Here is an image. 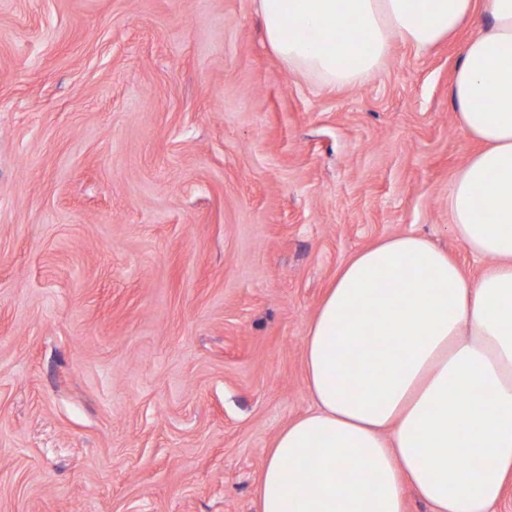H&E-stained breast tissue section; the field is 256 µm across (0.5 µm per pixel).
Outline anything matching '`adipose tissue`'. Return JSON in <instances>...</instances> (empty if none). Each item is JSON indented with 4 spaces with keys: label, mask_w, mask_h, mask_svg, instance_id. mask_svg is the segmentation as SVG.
<instances>
[{
    "label": "adipose tissue",
    "mask_w": 512,
    "mask_h": 512,
    "mask_svg": "<svg viewBox=\"0 0 512 512\" xmlns=\"http://www.w3.org/2000/svg\"><path fill=\"white\" fill-rule=\"evenodd\" d=\"M270 49L335 87L363 83L392 40L428 48L482 16L450 93L482 145L453 176L449 227L488 260L468 280L405 233L339 272L304 340L313 407L276 436L257 512H494L512 485V0H258ZM372 341H365V334Z\"/></svg>",
    "instance_id": "ef3b65f1"
}]
</instances>
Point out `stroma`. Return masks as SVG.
<instances>
[{"mask_svg":"<svg viewBox=\"0 0 512 512\" xmlns=\"http://www.w3.org/2000/svg\"><path fill=\"white\" fill-rule=\"evenodd\" d=\"M469 25L354 87L256 0H0V512H256L339 270L448 188Z\"/></svg>","mask_w":512,"mask_h":512,"instance_id":"1","label":"stroma"}]
</instances>
